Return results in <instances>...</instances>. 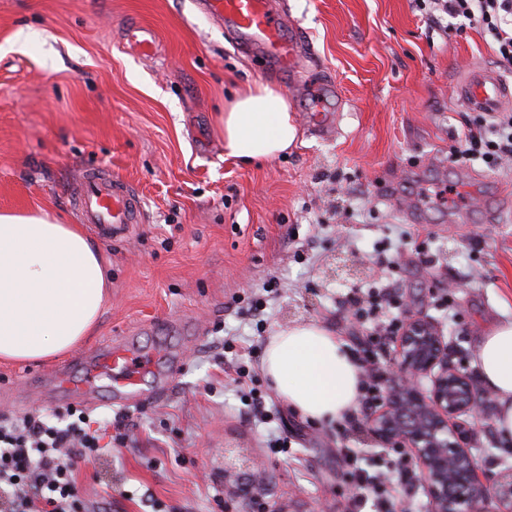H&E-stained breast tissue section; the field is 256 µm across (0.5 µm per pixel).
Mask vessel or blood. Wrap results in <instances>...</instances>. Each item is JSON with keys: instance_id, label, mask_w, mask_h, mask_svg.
Here are the masks:
<instances>
[{"instance_id": "vessel-or-blood-1", "label": "vessel or blood", "mask_w": 512, "mask_h": 512, "mask_svg": "<svg viewBox=\"0 0 512 512\" xmlns=\"http://www.w3.org/2000/svg\"><path fill=\"white\" fill-rule=\"evenodd\" d=\"M200 9L233 33L237 48L260 55L268 69L289 71L297 56L300 37L278 10L275 0H200ZM461 102L474 112H495L512 104V86L487 68L468 69L458 85ZM80 211L88 223L122 231L138 223L140 198L132 187L117 178L89 176L79 196ZM104 361L120 367L123 378L113 380L112 394L121 404L165 397V390H144L141 373L146 359L131 343L123 342L100 349ZM56 386L66 389L77 402L87 401L88 390L70 378L69 369L53 376Z\"/></svg>"}]
</instances>
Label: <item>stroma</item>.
I'll return each instance as SVG.
<instances>
[{"label": "stroma", "mask_w": 512, "mask_h": 512, "mask_svg": "<svg viewBox=\"0 0 512 512\" xmlns=\"http://www.w3.org/2000/svg\"><path fill=\"white\" fill-rule=\"evenodd\" d=\"M279 3L308 81L338 110L337 134L316 132L302 88L238 52L196 0H0V211L81 223L74 193L96 171L141 201L124 233L85 228L112 284L95 336L57 363L0 365V414L67 408L43 398V376L62 363L80 379L81 357L128 336L186 354L164 398L113 403L106 375L82 405L98 422L124 413L129 427L125 445L73 462L87 512H342L355 492L342 449L369 469L390 448L370 428L315 425L281 401L262 372L269 336L315 321L356 347L375 324L347 296L389 282L398 308L433 321L472 373L480 336L512 320V161L450 157L478 119L459 101L460 71L478 63L512 84L491 37L439 29L415 0ZM140 25L156 34L152 55L128 47ZM261 84L282 92L299 136L245 164L224 155L222 117ZM433 184L444 201L427 198ZM347 257L361 267L341 283L331 272ZM257 403L269 424L249 421ZM494 414L465 426L490 483L512 466ZM274 434L286 448L270 447ZM228 448L258 460L263 480L249 469L225 480Z\"/></svg>", "instance_id": "1"}]
</instances>
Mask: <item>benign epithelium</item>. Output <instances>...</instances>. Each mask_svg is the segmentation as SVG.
<instances>
[{"label": "benign epithelium", "instance_id": "7a95c632", "mask_svg": "<svg viewBox=\"0 0 512 512\" xmlns=\"http://www.w3.org/2000/svg\"><path fill=\"white\" fill-rule=\"evenodd\" d=\"M396 352V381L385 389L383 408L367 417L371 431L385 445L411 450L433 512H482L480 504L492 496L512 505V469L487 484L461 440V421L486 403L470 374L448 360V342L437 326L407 311Z\"/></svg>", "mask_w": 512, "mask_h": 512}]
</instances>
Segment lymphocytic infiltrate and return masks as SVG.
Listing matches in <instances>:
<instances>
[{
    "label": "lymphocytic infiltrate",
    "instance_id": "f902f5d3",
    "mask_svg": "<svg viewBox=\"0 0 512 512\" xmlns=\"http://www.w3.org/2000/svg\"><path fill=\"white\" fill-rule=\"evenodd\" d=\"M433 11L461 18L469 26L484 30L493 38L499 61L512 65V0H429ZM454 160H482L494 167L512 156V114L489 112L480 117L477 127L467 128L452 150ZM350 301L361 316L379 318V330L368 344L361 346L357 359L362 366L374 364L384 349L402 330L396 319L382 318L388 297L352 294ZM85 416L69 408L58 412L55 420L28 415L21 419L0 420V512H82L75 482L64 453L83 459H96L101 451L99 434L85 426ZM350 478L364 494L386 503L389 478L401 487L412 486L414 474L405 457L382 458L374 471L358 464L350 449H342Z\"/></svg>",
    "mask_w": 512,
    "mask_h": 512
}]
</instances>
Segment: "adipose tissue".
I'll return each instance as SVG.
<instances>
[{
	"label": "adipose tissue",
	"instance_id": "obj_1",
	"mask_svg": "<svg viewBox=\"0 0 512 512\" xmlns=\"http://www.w3.org/2000/svg\"><path fill=\"white\" fill-rule=\"evenodd\" d=\"M297 138L274 88L245 91L224 114V152L246 162L285 153ZM104 259L76 224L44 211L0 212V362L52 359L92 336L107 300ZM480 378L497 396L494 424L512 441V321L480 337ZM264 374L305 418L331 422L359 400V362L327 327L303 322L268 339Z\"/></svg>",
	"mask_w": 512,
	"mask_h": 512
}]
</instances>
